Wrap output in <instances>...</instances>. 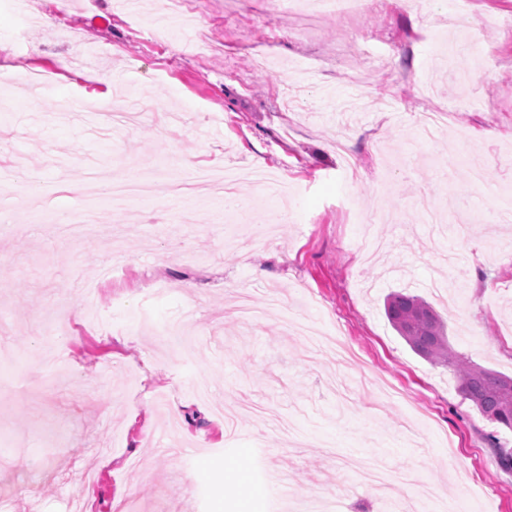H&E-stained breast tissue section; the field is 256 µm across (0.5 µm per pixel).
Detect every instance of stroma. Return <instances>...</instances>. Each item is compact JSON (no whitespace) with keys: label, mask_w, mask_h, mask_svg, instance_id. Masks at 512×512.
<instances>
[{"label":"stroma","mask_w":512,"mask_h":512,"mask_svg":"<svg viewBox=\"0 0 512 512\" xmlns=\"http://www.w3.org/2000/svg\"><path fill=\"white\" fill-rule=\"evenodd\" d=\"M204 3L192 22L169 0H0V67L56 74L34 95L0 76V338L13 349L0 361V512H114L128 497L137 512H242L245 487L225 480L237 469L265 489L266 512L321 497L335 512H443L445 498L512 512V471L489 443L512 450V430L384 312L390 292L419 295L454 351L512 376V0H475L470 30L433 23L461 0H383L310 30L278 0ZM102 79L138 125L85 124ZM464 95L447 129L418 137V113ZM465 141L487 184H471ZM148 165L182 181L257 166L287 189L242 180L230 218L207 186L157 193L117 216L98 206L91 243L59 237L54 213L88 205V168ZM382 213L398 220L373 253L367 222ZM457 248L458 307L431 285ZM240 293L341 331L354 358L337 365L324 345L303 358L276 308L235 320ZM343 456L385 467L390 497L342 472Z\"/></svg>","instance_id":"stroma-1"}]
</instances>
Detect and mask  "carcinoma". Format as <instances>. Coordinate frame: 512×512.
I'll return each instance as SVG.
<instances>
[{
    "mask_svg": "<svg viewBox=\"0 0 512 512\" xmlns=\"http://www.w3.org/2000/svg\"><path fill=\"white\" fill-rule=\"evenodd\" d=\"M385 313L416 354L453 373L460 393L483 416L512 430V377L485 369L453 352L445 322L420 296L393 292L386 299Z\"/></svg>",
    "mask_w": 512,
    "mask_h": 512,
    "instance_id": "cac0c4a2",
    "label": "carcinoma"
}]
</instances>
